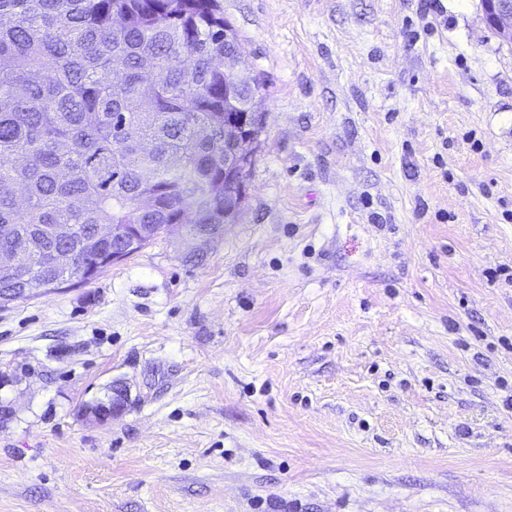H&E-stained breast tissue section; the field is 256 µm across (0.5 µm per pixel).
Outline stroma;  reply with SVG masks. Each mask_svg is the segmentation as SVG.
Returning a JSON list of instances; mask_svg holds the SVG:
<instances>
[{"mask_svg":"<svg viewBox=\"0 0 512 512\" xmlns=\"http://www.w3.org/2000/svg\"><path fill=\"white\" fill-rule=\"evenodd\" d=\"M221 3L241 213L0 307V512H512V48L479 0ZM111 390L110 396H112V398L108 397L106 400L99 401L94 405L96 419L98 421L102 422L107 420L117 411L123 410V407H121L123 401L127 403V389L122 383H113Z\"/></svg>","mask_w":512,"mask_h":512,"instance_id":"1","label":"stroma"}]
</instances>
